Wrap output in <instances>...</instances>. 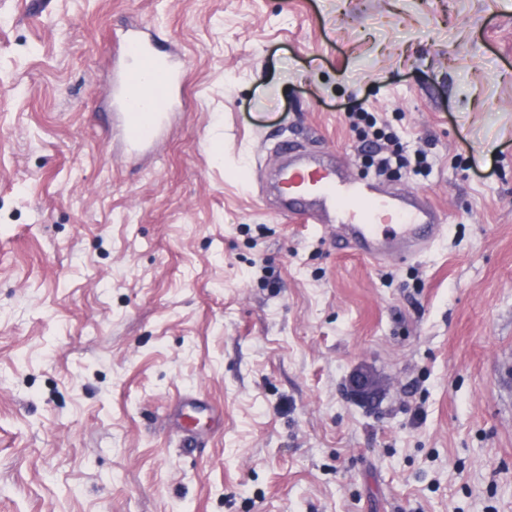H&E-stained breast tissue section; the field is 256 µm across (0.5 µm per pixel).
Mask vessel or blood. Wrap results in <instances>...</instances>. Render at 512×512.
I'll list each match as a JSON object with an SVG mask.
<instances>
[{
  "instance_id": "obj_1",
  "label": "vessel or blood",
  "mask_w": 512,
  "mask_h": 512,
  "mask_svg": "<svg viewBox=\"0 0 512 512\" xmlns=\"http://www.w3.org/2000/svg\"><path fill=\"white\" fill-rule=\"evenodd\" d=\"M122 49L130 64L118 78V106L126 141L138 147L153 142L179 106L185 70L176 58L158 54L142 29L126 31ZM282 185L289 214L321 228L341 224L347 245L372 261L419 252L437 241L445 227L437 209L406 196H380L367 179L348 178L340 164L289 167Z\"/></svg>"
}]
</instances>
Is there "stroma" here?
I'll return each instance as SVG.
<instances>
[{
	"mask_svg": "<svg viewBox=\"0 0 512 512\" xmlns=\"http://www.w3.org/2000/svg\"><path fill=\"white\" fill-rule=\"evenodd\" d=\"M141 26L186 82L134 150ZM353 112L427 249L283 214L280 143L365 174ZM509 364L512 0H0V512H512ZM351 117L359 121H364L365 126L367 127V130L365 128L362 129L364 138L368 137L369 132L371 131L372 136L376 139L381 137L386 138L391 145H393V148L386 155H380L379 151H369V153L366 154L368 158V168L375 167L378 172H385L392 169L393 163L397 164L399 162V166H401L403 157L401 156L400 147L398 146L395 137L392 134L385 133L381 128H376L377 120L373 115H371V113L357 112L353 113ZM351 393L364 403H373L379 398L381 384L377 376L365 368L356 369L349 381Z\"/></svg>",
	"mask_w": 512,
	"mask_h": 512,
	"instance_id": "obj_1",
	"label": "stroma"
}]
</instances>
